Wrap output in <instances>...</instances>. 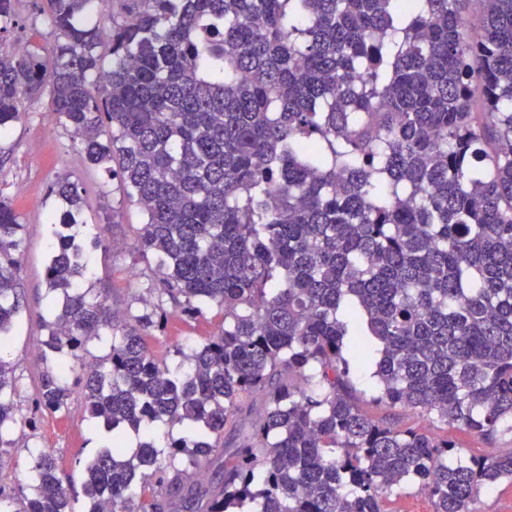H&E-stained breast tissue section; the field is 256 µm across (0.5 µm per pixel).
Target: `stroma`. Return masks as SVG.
Here are the masks:
<instances>
[{
	"label": "stroma",
	"instance_id": "35a3bbf8",
	"mask_svg": "<svg viewBox=\"0 0 512 512\" xmlns=\"http://www.w3.org/2000/svg\"><path fill=\"white\" fill-rule=\"evenodd\" d=\"M34 2L19 0L21 27L16 34L0 39V52L13 51L21 40L51 47L55 34ZM61 178L78 183L82 190L84 222L76 231L87 245L94 287L117 313L137 307L145 288L141 275L144 263L135 249L144 222L140 208L121 202L117 193L102 191L105 173L85 160L69 130L51 121L47 99L24 101L20 119L0 137V197L11 204L19 223L25 226L18 254L21 308L4 352L5 358L17 366L15 401L21 433L14 436L9 447L0 449V485L19 502L29 493L31 467L39 450L53 453L78 489L83 482L81 462L93 457L102 446L95 438L93 425L84 418L82 398H74L66 413L36 407L39 376L46 367L41 322L52 315L45 279L50 255L47 221L55 210L49 190ZM223 325L224 316L215 308L196 318L175 313L163 330L155 333L150 347L157 358L170 360L176 348L205 343ZM351 379L365 410L373 417L433 434H449L463 456L493 457L503 448L512 447V433L489 442L400 407L373 404L376 380L368 368H352Z\"/></svg>",
	"mask_w": 512,
	"mask_h": 512
}]
</instances>
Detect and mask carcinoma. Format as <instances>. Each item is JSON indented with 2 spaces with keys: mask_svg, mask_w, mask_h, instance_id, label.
<instances>
[{
  "mask_svg": "<svg viewBox=\"0 0 512 512\" xmlns=\"http://www.w3.org/2000/svg\"><path fill=\"white\" fill-rule=\"evenodd\" d=\"M468 2L42 0L54 44L0 54V134L22 99L47 97L145 214L149 299L118 322L85 286L79 187L51 186L42 327L58 363L38 406L69 409L68 359L112 337L82 381L107 432L84 463V512H392L411 478L434 512H471L512 482V452L462 461L446 436L373 418L349 378L372 364L377 404L490 442L512 432V0H480L475 23ZM16 4L0 0V38ZM22 232L0 200V353ZM168 303L217 307L224 328L158 360ZM15 394L0 356V447ZM160 423L187 436L159 447ZM245 423L234 464L204 483L194 469ZM32 481L13 511L0 487V512H73L52 453Z\"/></svg>",
  "mask_w": 512,
  "mask_h": 512,
  "instance_id": "1",
  "label": "carcinoma"
}]
</instances>
